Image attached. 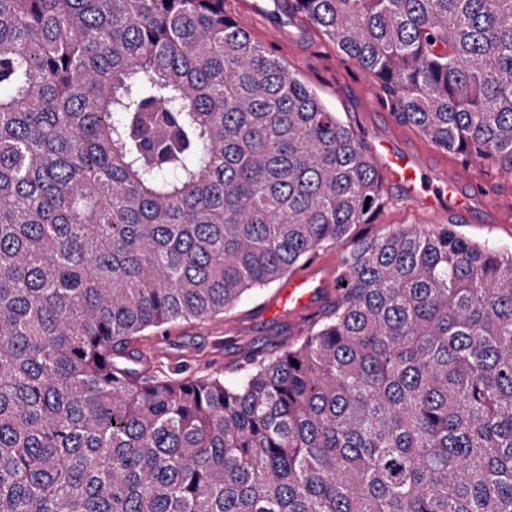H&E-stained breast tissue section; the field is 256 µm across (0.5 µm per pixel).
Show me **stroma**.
<instances>
[{
  "label": "stroma",
  "instance_id": "1",
  "mask_svg": "<svg viewBox=\"0 0 512 512\" xmlns=\"http://www.w3.org/2000/svg\"><path fill=\"white\" fill-rule=\"evenodd\" d=\"M275 54L366 146H373L379 137L393 135L395 145L417 147L437 169L459 176L460 193L480 190L485 198L486 221L461 223V231L472 239L512 248V179L490 167L476 162L466 164L442 152L411 125L401 122L395 131H388L385 122L394 113L377 78L349 62L318 31H311L307 44L287 42L278 46ZM384 201L383 208L373 218L372 230L427 221L397 191L385 193ZM276 293L273 287L251 292L234 309L208 322L180 321L164 325L167 341L163 344L156 342L155 331H148L153 356L139 362V370L150 375L162 369L174 377L228 372L239 360L256 351L271 353L296 342L303 336L307 320L263 322L258 318L259 305L271 302Z\"/></svg>",
  "mask_w": 512,
  "mask_h": 512
}]
</instances>
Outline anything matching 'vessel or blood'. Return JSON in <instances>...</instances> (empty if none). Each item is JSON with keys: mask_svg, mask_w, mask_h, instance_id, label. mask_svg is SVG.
I'll use <instances>...</instances> for the list:
<instances>
[{"mask_svg": "<svg viewBox=\"0 0 512 512\" xmlns=\"http://www.w3.org/2000/svg\"><path fill=\"white\" fill-rule=\"evenodd\" d=\"M374 162L386 187L397 189L421 209L438 215L464 214L476 217L480 203L476 196H458L457 183L447 175H430L424 155L416 149H398L391 138L381 139L374 149ZM336 285L333 269L313 263L288 277L272 302L259 312L262 319L278 321L314 312L328 302Z\"/></svg>", "mask_w": 512, "mask_h": 512, "instance_id": "b4317fda", "label": "vessel or blood"}]
</instances>
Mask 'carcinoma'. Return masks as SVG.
Returning <instances> with one entry per match:
<instances>
[{
  "mask_svg": "<svg viewBox=\"0 0 512 512\" xmlns=\"http://www.w3.org/2000/svg\"><path fill=\"white\" fill-rule=\"evenodd\" d=\"M444 152L512 172V0H296ZM363 143L224 0H0V512H512V251L368 236ZM302 339L143 375L325 245Z\"/></svg>",
  "mask_w": 512,
  "mask_h": 512,
  "instance_id": "obj_1",
  "label": "carcinoma"
}]
</instances>
